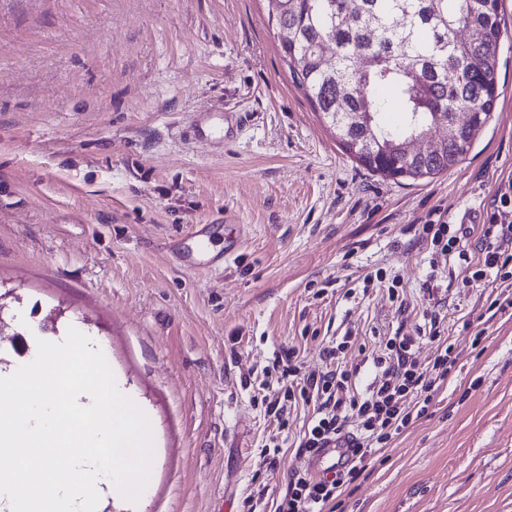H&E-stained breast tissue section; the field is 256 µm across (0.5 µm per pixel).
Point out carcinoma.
<instances>
[{
    "instance_id": "carcinoma-1",
    "label": "carcinoma",
    "mask_w": 512,
    "mask_h": 512,
    "mask_svg": "<svg viewBox=\"0 0 512 512\" xmlns=\"http://www.w3.org/2000/svg\"><path fill=\"white\" fill-rule=\"evenodd\" d=\"M292 77L344 150L373 172L419 180L471 150L497 96L500 13L484 0H266ZM391 90L403 121L390 126ZM471 113L467 127L453 117ZM448 121V138L434 135ZM439 142L412 155L414 137Z\"/></svg>"
}]
</instances>
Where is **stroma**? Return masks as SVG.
<instances>
[{
	"label": "stroma",
	"instance_id": "stroma-1",
	"mask_svg": "<svg viewBox=\"0 0 512 512\" xmlns=\"http://www.w3.org/2000/svg\"><path fill=\"white\" fill-rule=\"evenodd\" d=\"M491 121L448 172L396 181L350 158L290 74L265 0H0V316L15 346L75 327L149 420L137 501L99 512H275L306 463L260 397L292 350L320 372L424 322L433 282L456 366L426 415L383 448L336 512H512V309L449 280L420 237L474 216L476 247L512 180V0H502ZM238 112L235 138L220 116ZM210 116L198 138L191 121ZM205 226L220 268L181 265ZM398 279L399 301L366 274ZM276 438L274 468L260 452Z\"/></svg>",
	"mask_w": 512,
	"mask_h": 512
}]
</instances>
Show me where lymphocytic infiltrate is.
Listing matches in <instances>:
<instances>
[{"instance_id":"lymphocytic-infiltrate-1","label":"lymphocytic infiltrate","mask_w":512,"mask_h":512,"mask_svg":"<svg viewBox=\"0 0 512 512\" xmlns=\"http://www.w3.org/2000/svg\"><path fill=\"white\" fill-rule=\"evenodd\" d=\"M422 236L436 252L447 255L458 271L472 279L491 278L497 288L491 307L512 308V181L504 182L481 227L478 241L480 259H473L462 228L454 224H426ZM424 326L415 332L397 328L384 337L371 359L372 381L357 390L361 369L343 362L347 342L328 346L324 371L301 375L293 352L272 364L285 386L284 393L266 396V409L284 420L288 403L295 398L315 400L314 418L304 431L296 453L311 458L323 448L348 449L351 458L340 461L330 475L314 478L309 472H295L276 512H326L375 460L380 448L400 435L413 421L423 417L441 385L451 373L455 360L444 334L438 302H431ZM428 340L434 348L428 366H421L415 347Z\"/></svg>"}]
</instances>
